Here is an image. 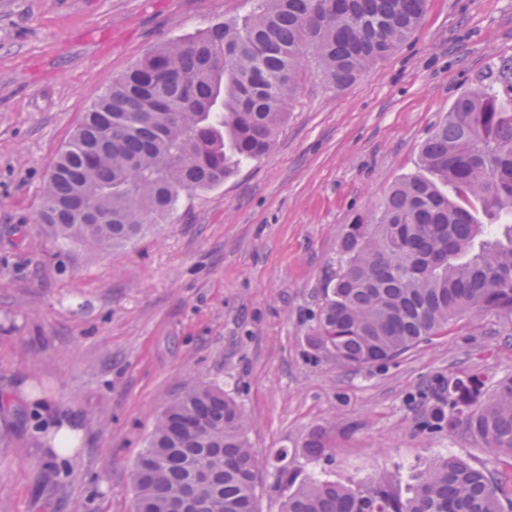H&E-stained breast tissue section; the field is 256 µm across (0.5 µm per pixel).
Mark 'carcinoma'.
<instances>
[{"instance_id": "1", "label": "carcinoma", "mask_w": 512, "mask_h": 512, "mask_svg": "<svg viewBox=\"0 0 512 512\" xmlns=\"http://www.w3.org/2000/svg\"><path fill=\"white\" fill-rule=\"evenodd\" d=\"M257 11L169 42L96 97L48 171L38 222L58 245L120 246L171 214L182 195L259 160L288 119L313 53L342 88L419 27L427 0H257ZM429 176L398 182L347 225L339 271L322 288L307 344L344 366L389 362L466 313L512 324V107L474 89L422 145ZM451 186L454 196L444 187ZM490 223L480 224L471 202ZM422 424L461 423L490 457H512V377L491 396L476 374L438 384ZM239 404L196 385L159 413L133 470L134 512H258L259 461ZM326 452L325 433L302 442ZM284 512H512L487 466L434 460L402 485L349 486L282 468Z\"/></svg>"}]
</instances>
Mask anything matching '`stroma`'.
I'll list each match as a JSON object with an SVG mask.
<instances>
[{"label":"stroma","mask_w":512,"mask_h":512,"mask_svg":"<svg viewBox=\"0 0 512 512\" xmlns=\"http://www.w3.org/2000/svg\"><path fill=\"white\" fill-rule=\"evenodd\" d=\"M256 0H0V512H132L131 473L158 413L224 388L262 460L259 512H282L280 466L348 485L403 480L440 456L512 480L465 426L430 434V387L512 376V326L466 314L383 365L306 343L345 229L401 179L463 93L512 87V0H428L420 27L352 85L307 58L267 155L183 196L124 248L58 249L37 224L46 174L95 94L156 47L253 13ZM77 443L46 455L31 398ZM327 432L318 459L302 440Z\"/></svg>","instance_id":"obj_1"}]
</instances>
